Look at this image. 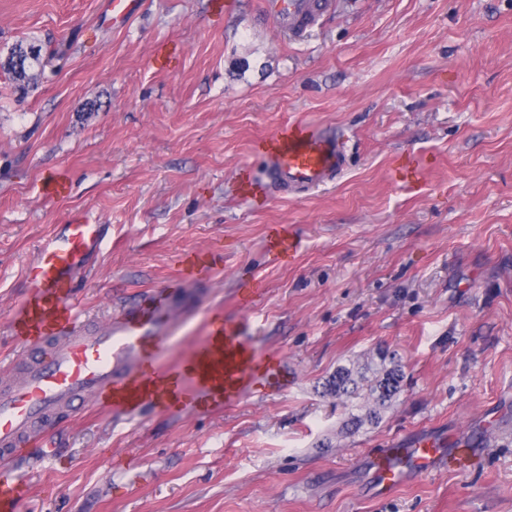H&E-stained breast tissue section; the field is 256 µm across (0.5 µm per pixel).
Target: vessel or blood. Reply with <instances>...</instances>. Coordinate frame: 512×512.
I'll list each match as a JSON object with an SVG mask.
<instances>
[{
    "mask_svg": "<svg viewBox=\"0 0 512 512\" xmlns=\"http://www.w3.org/2000/svg\"><path fill=\"white\" fill-rule=\"evenodd\" d=\"M329 0H262L265 15L288 34L303 36L327 11ZM260 154L272 184L306 192L333 183L347 157L341 137L304 124L281 129ZM104 243L103 227L84 219L60 225L26 270L28 292L11 319L22 353L15 378L0 380V462L43 442L62 422L92 409L132 414L144 405L163 411L201 412L232 405L247 395L288 383L283 360L258 353L223 317L189 355L171 366L162 361L202 292L181 281L142 292L104 322L93 323L75 291L77 273ZM297 244L287 225L271 226L267 249L285 254ZM471 449L447 451L421 439L370 458L374 486L386 495L413 476L473 464Z\"/></svg>",
    "mask_w": 512,
    "mask_h": 512,
    "instance_id": "obj_1",
    "label": "vessel or blood"
}]
</instances>
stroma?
<instances>
[{
    "instance_id": "obj_1",
    "label": "stroma",
    "mask_w": 512,
    "mask_h": 512,
    "mask_svg": "<svg viewBox=\"0 0 512 512\" xmlns=\"http://www.w3.org/2000/svg\"><path fill=\"white\" fill-rule=\"evenodd\" d=\"M334 2L297 41L261 0H142L119 29L107 0H0V55L45 52L27 92L0 71V374L25 269L77 214L108 227L76 279L91 320L202 253L205 306L170 360L214 311L288 367L226 408L76 418L0 465L15 512H512V0ZM292 122L345 136L346 171L246 192L256 142ZM270 224L299 243L288 262ZM342 367L400 369L377 422L326 393ZM422 437L479 463L375 496L370 456ZM297 248L295 239L288 232V226L277 224L271 226L267 232V250L272 255L285 254Z\"/></svg>"
}]
</instances>
